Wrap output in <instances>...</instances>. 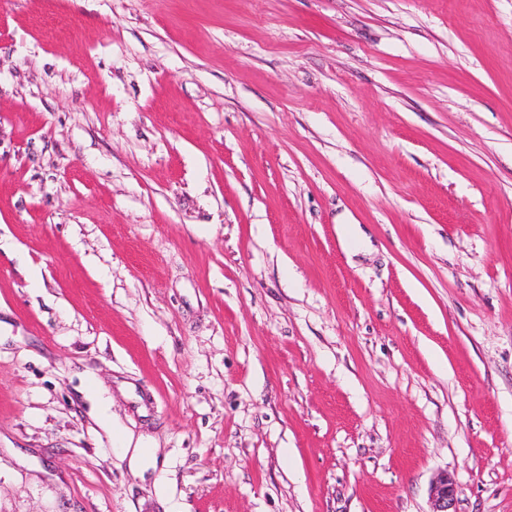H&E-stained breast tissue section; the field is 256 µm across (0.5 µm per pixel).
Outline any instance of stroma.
Here are the masks:
<instances>
[{"label":"stroma","mask_w":512,"mask_h":512,"mask_svg":"<svg viewBox=\"0 0 512 512\" xmlns=\"http://www.w3.org/2000/svg\"><path fill=\"white\" fill-rule=\"evenodd\" d=\"M444 473L512 512V0H0V512Z\"/></svg>","instance_id":"35a3bbf8"}]
</instances>
